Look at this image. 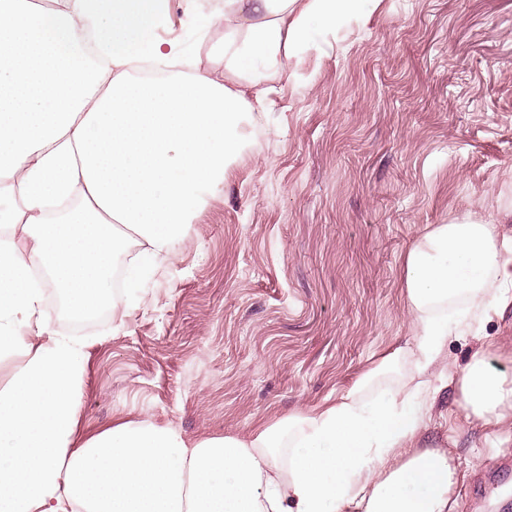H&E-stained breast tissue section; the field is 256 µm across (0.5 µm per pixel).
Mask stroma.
Masks as SVG:
<instances>
[{"label": "stroma", "instance_id": "obj_1", "mask_svg": "<svg viewBox=\"0 0 512 512\" xmlns=\"http://www.w3.org/2000/svg\"><path fill=\"white\" fill-rule=\"evenodd\" d=\"M168 37L214 72L184 0ZM224 190L121 315L52 334L86 344L77 438L122 419L187 439L272 423L334 399L409 334L407 251L477 213L512 236V0H366L274 75ZM512 381V303L448 339L459 378L475 347ZM464 479L456 512H512V424L467 417L454 387L433 410Z\"/></svg>", "mask_w": 512, "mask_h": 512}]
</instances>
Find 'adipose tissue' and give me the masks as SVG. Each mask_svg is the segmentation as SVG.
Returning <instances> with one entry per match:
<instances>
[{"instance_id":"obj_1","label":"adipose tissue","mask_w":512,"mask_h":512,"mask_svg":"<svg viewBox=\"0 0 512 512\" xmlns=\"http://www.w3.org/2000/svg\"><path fill=\"white\" fill-rule=\"evenodd\" d=\"M357 0H224L221 78L169 28L170 0H0V512H454L461 472L427 423L448 339L512 301V237L476 215L408 250L410 335L335 400L274 424L186 439L129 419L76 442L83 346L38 340L44 289L78 319L111 303L128 240L133 279L174 257L224 189L265 83ZM407 363L396 384L385 378ZM470 417L512 418V383L476 348L456 382Z\"/></svg>"}]
</instances>
